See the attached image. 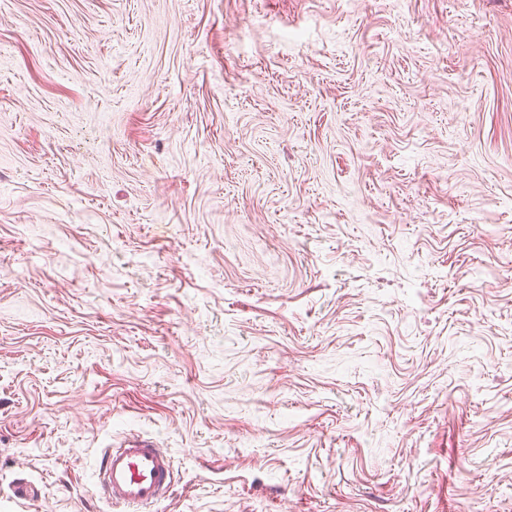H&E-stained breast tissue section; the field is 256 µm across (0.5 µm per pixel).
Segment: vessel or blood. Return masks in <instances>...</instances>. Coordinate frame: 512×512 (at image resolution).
I'll use <instances>...</instances> for the list:
<instances>
[{"mask_svg":"<svg viewBox=\"0 0 512 512\" xmlns=\"http://www.w3.org/2000/svg\"><path fill=\"white\" fill-rule=\"evenodd\" d=\"M97 488L116 512H147L173 493V458L152 440L124 439L104 450Z\"/></svg>","mask_w":512,"mask_h":512,"instance_id":"vessel-or-blood-1","label":"vessel or blood"}]
</instances>
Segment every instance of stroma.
Returning <instances> with one entry per match:
<instances>
[{
	"label": "stroma",
	"mask_w": 512,
	"mask_h": 512,
	"mask_svg": "<svg viewBox=\"0 0 512 512\" xmlns=\"http://www.w3.org/2000/svg\"><path fill=\"white\" fill-rule=\"evenodd\" d=\"M512 512V0H0V512ZM98 471L99 494L120 512H142L173 494L172 456L142 436L105 448Z\"/></svg>",
	"instance_id": "1"
}]
</instances>
